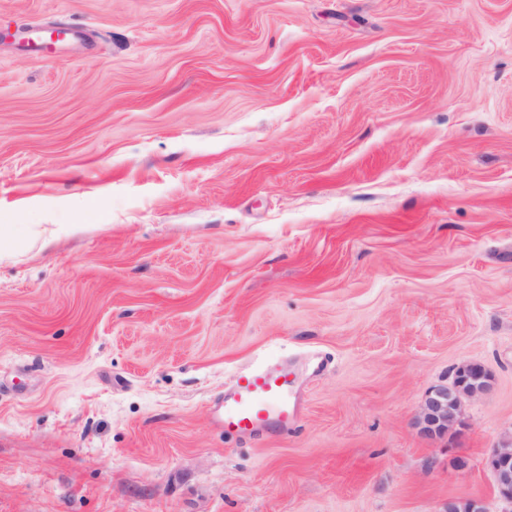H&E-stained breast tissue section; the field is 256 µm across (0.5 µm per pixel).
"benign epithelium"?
<instances>
[{
    "label": "benign epithelium",
    "mask_w": 512,
    "mask_h": 512,
    "mask_svg": "<svg viewBox=\"0 0 512 512\" xmlns=\"http://www.w3.org/2000/svg\"><path fill=\"white\" fill-rule=\"evenodd\" d=\"M493 377L478 362L458 366L451 381L431 388L416 418L421 434L433 438L442 436L462 422L464 401L489 392ZM484 466L495 478L499 496L512 504V434L505 435L484 458ZM443 512H486L483 504L475 499L450 500Z\"/></svg>",
    "instance_id": "7a95c632"
}]
</instances>
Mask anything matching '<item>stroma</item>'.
<instances>
[{
	"label": "stroma",
	"mask_w": 512,
	"mask_h": 512,
	"mask_svg": "<svg viewBox=\"0 0 512 512\" xmlns=\"http://www.w3.org/2000/svg\"><path fill=\"white\" fill-rule=\"evenodd\" d=\"M0 231V512H512V0H0ZM492 387L493 377L483 364H461L448 384L428 391L416 418L420 433L433 438L449 432L462 422L464 401L482 396ZM300 397L288 365L241 370L232 390L216 408L215 423L224 432L249 436L270 428H286L295 418ZM484 466L495 478L499 496L512 504V434L505 435L484 458Z\"/></svg>",
	"instance_id": "35a3bbf8"
}]
</instances>
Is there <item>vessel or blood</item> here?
<instances>
[{"label":"vessel or blood","instance_id":"1","mask_svg":"<svg viewBox=\"0 0 512 512\" xmlns=\"http://www.w3.org/2000/svg\"><path fill=\"white\" fill-rule=\"evenodd\" d=\"M299 402L288 366L244 369L218 404L215 422L225 433L237 436L284 428L295 418Z\"/></svg>","mask_w":512,"mask_h":512}]
</instances>
